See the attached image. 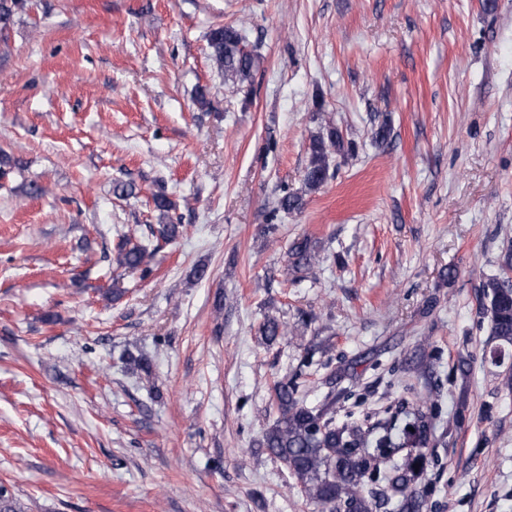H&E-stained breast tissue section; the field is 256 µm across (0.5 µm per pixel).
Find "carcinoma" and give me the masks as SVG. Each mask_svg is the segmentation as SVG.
I'll return each mask as SVG.
<instances>
[{
    "mask_svg": "<svg viewBox=\"0 0 512 512\" xmlns=\"http://www.w3.org/2000/svg\"><path fill=\"white\" fill-rule=\"evenodd\" d=\"M26 0H0V34L4 33L16 11L25 8ZM210 60L224 77L243 83L249 80L259 57L246 51L241 30L219 26L209 33ZM344 151V140L336 125L328 121L323 131L309 146L310 160L304 171V184L316 190L329 177L333 153ZM303 196L284 193L271 212L272 223L267 233L273 235V223L280 212L300 210ZM118 267L139 270L142 277L151 274L148 245L132 242L125 233L114 246ZM289 263L307 278L314 274L318 254L309 239L295 241L288 251ZM503 273L482 284V306L490 321V336L500 347L512 346V253L505 252ZM261 333L269 342L289 333L288 326L274 318L267 319ZM123 360L133 370L152 374L151 360L128 351ZM278 416L274 425L263 434V445L282 461L295 478L301 491L318 512H377V496L395 505L396 512H422L423 492L417 488L422 464V448L426 445L428 425L424 416L411 425L399 426L397 420L370 423V416L355 419L346 415L336 424V399L318 406H309L298 396L296 384L284 378L275 383ZM383 475L384 485L377 494L368 489L369 473ZM0 512H25V507L4 487H0Z\"/></svg>",
    "mask_w": 512,
    "mask_h": 512,
    "instance_id": "cac0c4a2",
    "label": "carcinoma"
}]
</instances>
